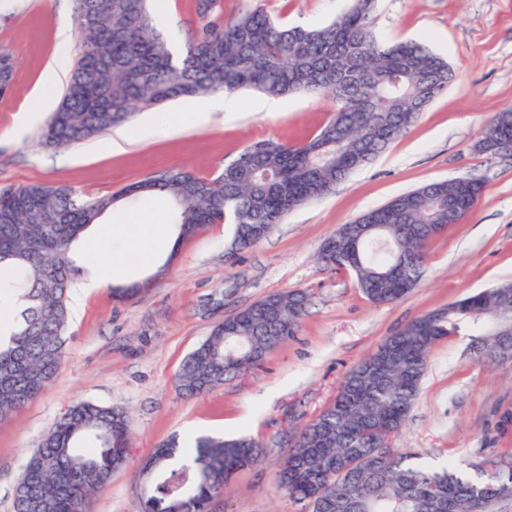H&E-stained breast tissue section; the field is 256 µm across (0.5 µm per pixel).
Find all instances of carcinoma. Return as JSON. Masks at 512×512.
Masks as SVG:
<instances>
[{"label": "carcinoma", "mask_w": 512, "mask_h": 512, "mask_svg": "<svg viewBox=\"0 0 512 512\" xmlns=\"http://www.w3.org/2000/svg\"><path fill=\"white\" fill-rule=\"evenodd\" d=\"M84 35L62 101L44 129L46 145L60 148L121 125L137 112L186 96L255 91L271 97L325 95L336 111L300 144L257 142L213 176L169 170L110 197L81 200L62 186L29 185L0 193V288L15 290L25 307L16 329L0 336V418L40 395L63 354L74 273L71 246L119 203L133 205L162 194L175 207L179 235L207 224L233 226L234 251L257 240L242 224L273 227L294 209L322 197L337 182L370 163L398 139L455 77L447 61L415 41L382 42L375 34L376 0H351L344 13L314 29L289 27L262 9L226 17L218 13L175 55L153 25L148 0H75ZM14 58L0 53V97L9 91ZM500 151L512 152V110L485 129ZM480 182L456 178L430 182L368 210L336 230V266L356 275L376 305L397 302L421 278L428 244L477 205ZM307 297L284 293L278 307L258 301L229 326L217 325L183 360L177 383L193 397L224 385L254 365L251 348L277 347L296 332ZM512 283L501 282L401 326L378 348H405L382 376L364 359L345 375L318 419L332 431L325 442L305 427L279 475L280 487L309 512L324 496L339 512H512V468L469 473L448 460L415 461L389 448L392 463L374 456L366 431L382 425L399 434L417 400L432 348L468 327L478 356L498 359L486 343L490 317L512 316ZM91 436L95 447L76 444ZM129 417L112 406L68 408L25 459L14 490V512H34L46 501L53 512H82L90 496L110 484L128 453ZM251 437H198L186 448L171 440L155 449L150 492L141 512H183L170 486L193 475L194 512H207L232 476L260 456Z\"/></svg>", "instance_id": "1"}]
</instances>
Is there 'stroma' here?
Masks as SVG:
<instances>
[{
	"instance_id": "35a3bbf8",
	"label": "stroma",
	"mask_w": 512,
	"mask_h": 512,
	"mask_svg": "<svg viewBox=\"0 0 512 512\" xmlns=\"http://www.w3.org/2000/svg\"><path fill=\"white\" fill-rule=\"evenodd\" d=\"M225 15L264 9L281 22L318 27L348 0H223ZM384 40H420L448 60L456 77L445 94L380 157L321 198L290 212L256 245L231 252V227L209 224L178 239L171 202L142 197L102 221L116 264L110 286L70 302L66 344L44 393L0 419V512H13L16 477L26 456L68 408L111 405L130 418L129 463L90 498V512H138L141 470L170 439L251 436L264 446L256 465L237 473L211 512H304L280 489L286 434L314 418L344 376L407 321L500 282L512 281V156L476 144L496 113L512 109V0H378ZM202 19L195 0H165L157 22L175 52ZM83 34L74 0H0V51L15 57L9 93L0 97V192L29 184L69 187L84 198L172 169L211 176L247 146L298 143L329 120L333 102L297 94L280 112L259 110L260 94H231L229 106L203 95L136 114L149 138L123 152H102L105 134L68 148L41 142L59 104ZM182 113L180 125L171 113ZM470 177L483 193L460 223L430 242L420 282L400 301L377 306L351 272L326 264L323 244L361 213L430 181ZM160 225L154 262L128 268L129 219ZM137 287L125 301L117 287ZM300 291L307 311L294 334L263 362L208 394L187 398L177 386L185 356L214 327L270 295ZM395 447L423 460L451 458L470 469L512 453V361H477L467 331L431 351L418 399Z\"/></svg>"
}]
</instances>
